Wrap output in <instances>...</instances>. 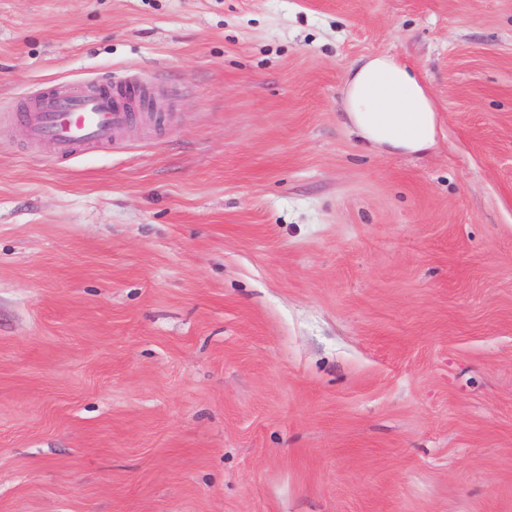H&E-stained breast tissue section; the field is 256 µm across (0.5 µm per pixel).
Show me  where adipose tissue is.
Returning <instances> with one entry per match:
<instances>
[{
    "label": "adipose tissue",
    "mask_w": 512,
    "mask_h": 512,
    "mask_svg": "<svg viewBox=\"0 0 512 512\" xmlns=\"http://www.w3.org/2000/svg\"><path fill=\"white\" fill-rule=\"evenodd\" d=\"M344 110L360 138L386 152L417 153L436 141V111L423 78L390 55L369 56L350 69Z\"/></svg>",
    "instance_id": "ef3b65f1"
}]
</instances>
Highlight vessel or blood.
<instances>
[{
	"label": "vessel or blood",
	"mask_w": 512,
	"mask_h": 512,
	"mask_svg": "<svg viewBox=\"0 0 512 512\" xmlns=\"http://www.w3.org/2000/svg\"><path fill=\"white\" fill-rule=\"evenodd\" d=\"M141 92L131 82L63 84L53 94L36 97L24 121L33 142L51 144L60 154L103 150L128 124V106Z\"/></svg>",
	"instance_id": "b4317fda"
}]
</instances>
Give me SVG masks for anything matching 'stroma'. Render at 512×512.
I'll return each instance as SVG.
<instances>
[{"label": "stroma", "mask_w": 512, "mask_h": 512, "mask_svg": "<svg viewBox=\"0 0 512 512\" xmlns=\"http://www.w3.org/2000/svg\"><path fill=\"white\" fill-rule=\"evenodd\" d=\"M375 53L434 147L344 123ZM0 512H512V0H0ZM143 92L149 93L132 82L61 84L33 100L24 122L33 142L49 143L62 155L108 149L129 122L128 104Z\"/></svg>", "instance_id": "obj_1"}]
</instances>
